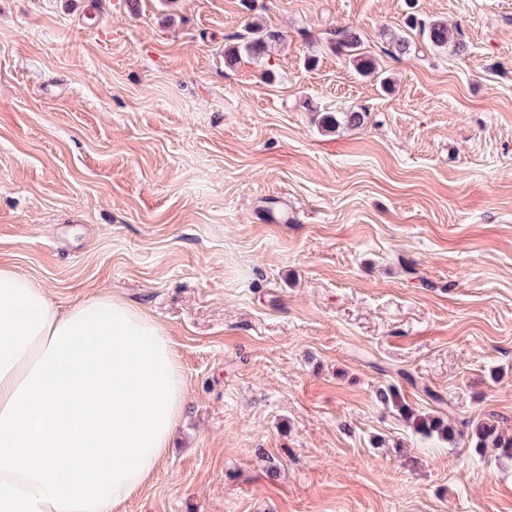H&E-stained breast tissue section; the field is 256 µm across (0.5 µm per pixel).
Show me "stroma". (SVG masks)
<instances>
[{
    "mask_svg": "<svg viewBox=\"0 0 512 512\" xmlns=\"http://www.w3.org/2000/svg\"><path fill=\"white\" fill-rule=\"evenodd\" d=\"M251 20L282 41L225 63ZM0 266L172 336L181 422L128 512H512L470 435L512 431V0H0ZM419 26L420 34L430 45L437 48L448 46V41L451 37L448 34V27L444 22L431 20L427 23L421 22ZM337 35L339 36L336 40L337 46L341 50L349 53L347 56L353 63H356V67L362 72L371 71L374 66L373 61L371 59H367L358 52L359 40L357 34L349 28H343L337 33ZM379 397L382 401L390 403L412 424L417 432L424 435H431L433 432H441L448 440H453L455 432L450 424H445L439 417H430L417 414L405 402L399 401V396L395 388L389 387L388 390L379 391Z\"/></svg>",
    "mask_w": 512,
    "mask_h": 512,
    "instance_id": "1",
    "label": "stroma"
}]
</instances>
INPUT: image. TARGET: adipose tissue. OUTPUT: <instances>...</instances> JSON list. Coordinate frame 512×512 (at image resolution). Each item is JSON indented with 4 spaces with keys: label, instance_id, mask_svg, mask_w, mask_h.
<instances>
[{
    "label": "adipose tissue",
    "instance_id": "obj_1",
    "mask_svg": "<svg viewBox=\"0 0 512 512\" xmlns=\"http://www.w3.org/2000/svg\"><path fill=\"white\" fill-rule=\"evenodd\" d=\"M184 397L146 313L96 294L63 314L0 267V512H118L163 464Z\"/></svg>",
    "mask_w": 512,
    "mask_h": 512
}]
</instances>
